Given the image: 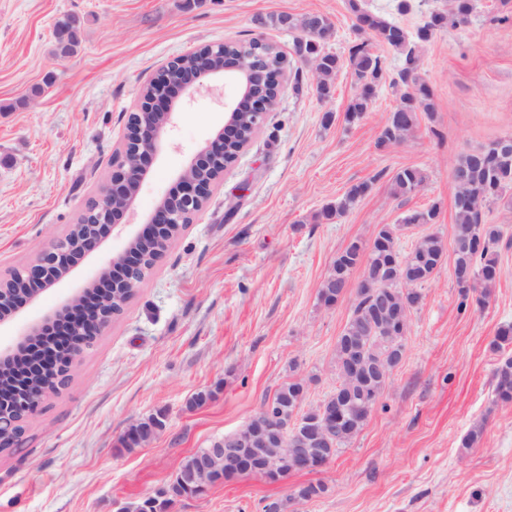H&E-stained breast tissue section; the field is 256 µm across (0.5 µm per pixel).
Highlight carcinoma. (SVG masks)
<instances>
[{
    "instance_id": "cac0c4a2",
    "label": "carcinoma",
    "mask_w": 512,
    "mask_h": 512,
    "mask_svg": "<svg viewBox=\"0 0 512 512\" xmlns=\"http://www.w3.org/2000/svg\"><path fill=\"white\" fill-rule=\"evenodd\" d=\"M348 9L354 14L357 30L368 29L380 37L389 49L403 57V67L398 77L390 85L399 91V104L390 112L377 139L376 148L386 150L401 143L415 128L418 113L423 112L433 118L436 112L433 94L422 80L419 69V52L423 43L433 34L446 27L460 26L461 19L471 15L473 0H453L448 11H434L428 19L411 34L401 25L362 9L360 0H348ZM79 20L70 16L56 23L55 42L57 54L66 57L74 53L78 46ZM263 27H275L294 30L300 33L293 52L301 60L310 62L320 95L332 93L334 80L343 66H349L356 77L367 81V85L358 92L346 111V120L353 122L368 111L374 92V86L385 79L383 60L372 52L368 45H355L348 60L324 51L323 45L334 34L332 21L321 14H306L300 17L281 14L260 21ZM224 50L239 53L255 60L269 69L273 76L288 66V57L280 48L263 37L229 42ZM454 239L452 276L462 302L472 299L479 307L485 306L490 293L475 295L469 286V278L485 281L498 279L499 245L503 233L499 225L484 222L485 210L495 204L512 206V149L504 150L502 139L497 138L487 146L462 156L454 169ZM426 181L423 171L417 167L399 169L394 177L395 192L401 196H411L420 192ZM365 182L351 186L336 201L324 206L316 215L319 221L337 219L352 209L368 190ZM439 214V208L433 204L429 208L405 215L400 224H381L377 228L369 246L355 240L350 242L332 263L329 275L322 281L319 302L326 308L334 306L333 278L346 277L359 267L368 270L370 277L385 286L392 297L401 298L403 286L418 287L429 281L444 257V245L436 234L421 238L413 250L402 254L397 246L401 231L416 224H433ZM36 285L28 274H12L0 283V288L32 289ZM370 308V296L356 299L352 314L343 329V335L336 342L335 368L337 386L334 394L347 395L353 410L360 407L374 409L388 383V378L371 377L357 382L344 372V353L349 345L366 347L384 359L398 355L396 345L386 327L377 326L367 331L365 317ZM512 345V324L498 328L490 343L491 349L501 353V358L493 371L492 403L512 402V355L505 352ZM307 390V382L294 378L284 383L272 397L264 400L262 407H280L291 413L300 407Z\"/></svg>"
}]
</instances>
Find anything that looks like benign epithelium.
I'll return each mask as SVG.
<instances>
[{"label":"benign epithelium","mask_w":512,"mask_h":512,"mask_svg":"<svg viewBox=\"0 0 512 512\" xmlns=\"http://www.w3.org/2000/svg\"><path fill=\"white\" fill-rule=\"evenodd\" d=\"M228 59L229 55L221 54V65L215 68L208 57L202 56L197 58L191 69L183 71L169 63L152 82L153 93L147 110L137 113L140 147L113 165L108 185L85 212V216L89 217L87 223L95 228V232L75 239L71 248L64 239L55 242L36 262L23 266V269L36 275L41 288L29 293L17 290L8 295L1 288L0 302L7 300L13 308L60 279L61 272L57 271V266L61 256L71 252L81 256L94 251L114 223V214H124L131 208L147 173L149 159L156 153L162 135L175 125L176 113L173 112V105L168 97L171 87L178 85L194 92L206 87L208 81L224 74L238 82L239 98L225 104L228 119L225 120L224 128L196 152L193 160L181 172L176 190L165 196L156 206L148 221V230L130 236L123 251L112 256L96 278L70 296L58 309L46 316L42 323L23 328L10 344L0 346V368L19 350L35 344L36 337L43 335L45 324L55 321L58 328L71 337L70 351L63 362L52 351H46L52 366L44 369V372L56 374L58 383H63L70 375L78 354L119 313V309L112 306V290L119 283L125 288L136 287L138 279L135 275L144 262L140 248L152 243L162 228L181 224L183 218L190 219L202 209L210 196L211 185L200 182L196 172L203 166L224 163V145L234 139V135L224 134V129L234 127V116L240 108L241 98L251 90L262 89L267 83L262 65L240 56L235 57L233 64ZM419 302L418 293L406 291L400 302H381L378 310L403 327L409 325L411 313ZM48 395V390H32L28 381L15 378L8 399L0 397V447L22 446L23 432L18 429L19 422L15 420V414H20L21 419L26 422L31 420ZM321 414L322 419L314 428L303 424L295 413L290 416L281 414L273 420L263 412L254 415L243 426V430L224 436V439L216 442V447L198 461L193 475L194 492H204L222 483L224 469L253 462L250 457L252 446L260 447V456L259 461L254 462L253 467L248 469V473L270 481L278 478L281 468L287 467L292 471L324 469L334 459L330 446L336 440L341 420L330 402L323 404ZM158 431L159 428L154 427L148 436L140 426H130L125 433L127 447H144L150 436L156 435ZM291 432L297 434L307 447H288Z\"/></svg>","instance_id":"obj_1"}]
</instances>
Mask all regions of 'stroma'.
Masks as SVG:
<instances>
[{
	"instance_id": "1",
	"label": "stroma",
	"mask_w": 512,
	"mask_h": 512,
	"mask_svg": "<svg viewBox=\"0 0 512 512\" xmlns=\"http://www.w3.org/2000/svg\"><path fill=\"white\" fill-rule=\"evenodd\" d=\"M365 9L419 26L446 0H361ZM348 0H0V279L36 261L98 198L140 92L168 61L201 46L261 33L292 53L295 32L260 28L281 13L326 15L329 51L348 57L368 42L387 82L368 112L347 122L358 90L343 68L331 96L294 59L275 112L213 187L203 209L171 242L134 297L76 360L68 381L25 424L24 444L0 452V512H120L155 495L181 464L212 440L241 429L289 378L307 382L303 409L336 388L334 353L356 302L347 289L323 307L320 285L351 241L370 243L377 225L438 205L436 223L403 230L401 252L437 234L454 237L452 172L459 158L512 133V24L496 20L500 0H473L467 25L437 31L419 72L437 110L411 135L381 151L377 136L399 98L389 86L399 54L358 33ZM79 17L80 46L57 57L55 23ZM238 94L223 78L180 92L178 118L160 143L122 231L105 236L62 281L22 304L0 326L10 343L145 230L161 198L178 184L196 151L224 124ZM420 168L425 187L395 195L393 176ZM369 190L331 223L316 214L352 185ZM485 221L503 230L500 276L484 308L461 305L445 254L422 287L406 350L362 431L324 470L269 482L253 475L180 497L169 512H262L289 500L288 512H512V403L491 402L499 359L490 343L512 322V208ZM215 396L201 407L188 399ZM165 411L166 425L145 447L119 440L135 421ZM485 433L462 451L477 421ZM322 496L298 501L301 486Z\"/></svg>"
}]
</instances>
